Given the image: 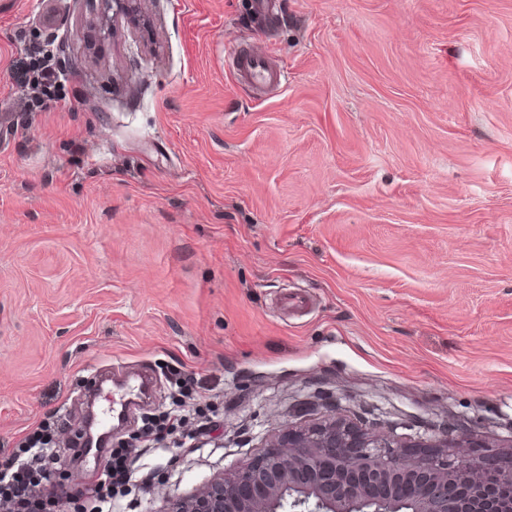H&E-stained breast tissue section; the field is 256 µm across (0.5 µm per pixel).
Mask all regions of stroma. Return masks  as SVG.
<instances>
[{
    "mask_svg": "<svg viewBox=\"0 0 512 512\" xmlns=\"http://www.w3.org/2000/svg\"><path fill=\"white\" fill-rule=\"evenodd\" d=\"M95 9L0 0V458L50 426L89 491L86 401L134 399L112 512H159L331 413L512 439V0ZM29 54L42 57L39 67H29L25 62H17L13 78L15 83L26 90H32V94L45 92L47 89L55 88L65 81L64 73L50 63L51 52L47 47H35L30 49ZM28 54V55H29ZM238 73L251 84L263 85L268 81L280 78V75L272 69L264 56L246 52L237 58Z\"/></svg>",
    "mask_w": 512,
    "mask_h": 512,
    "instance_id": "obj_1",
    "label": "stroma"
}]
</instances>
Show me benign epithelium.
Returning <instances> with one entry per match:
<instances>
[{
	"label": "benign epithelium",
	"mask_w": 512,
	"mask_h": 512,
	"mask_svg": "<svg viewBox=\"0 0 512 512\" xmlns=\"http://www.w3.org/2000/svg\"><path fill=\"white\" fill-rule=\"evenodd\" d=\"M97 34L115 9L134 0H101ZM448 433L406 442L375 435L334 414L272 440L250 464L214 480L161 512H512V452L484 449L462 458Z\"/></svg>",
	"instance_id": "1"
}]
</instances>
